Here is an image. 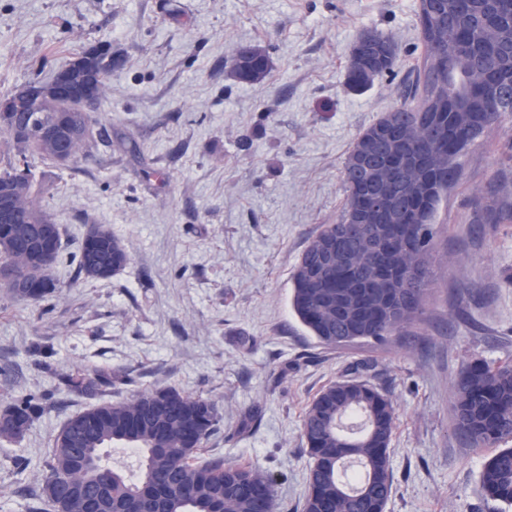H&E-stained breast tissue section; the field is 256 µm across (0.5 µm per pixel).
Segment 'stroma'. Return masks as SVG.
I'll use <instances>...</instances> for the list:
<instances>
[{
	"label": "stroma",
	"mask_w": 512,
	"mask_h": 512,
	"mask_svg": "<svg viewBox=\"0 0 512 512\" xmlns=\"http://www.w3.org/2000/svg\"><path fill=\"white\" fill-rule=\"evenodd\" d=\"M365 29L400 54L354 92L345 73ZM100 40L121 55L96 112L104 144L34 171L66 252L104 224L130 262L107 280L61 262L39 305L0 288V407L50 403L21 440L0 441V512H31L55 434L91 406L60 380L77 367L111 369L105 402L163 387L213 400L205 449L269 471L277 512H303L309 403L367 381L396 413L385 512H499L479 482L491 451L467 447L451 403L463 364L512 359V118L460 159L407 335L326 347L289 306L300 254L345 206L357 137L401 105L422 62L416 0H0V95ZM240 45L266 52L264 79L232 76Z\"/></svg>",
	"instance_id": "obj_1"
}]
</instances>
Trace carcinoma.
<instances>
[{
  "label": "carcinoma",
  "instance_id": "carcinoma-1",
  "mask_svg": "<svg viewBox=\"0 0 512 512\" xmlns=\"http://www.w3.org/2000/svg\"><path fill=\"white\" fill-rule=\"evenodd\" d=\"M450 0H419L418 21L425 56L412 85L411 100L385 113L356 139L343 170L346 203L335 224H324L300 254L292 274L291 307L317 341L327 347L357 341L383 344L401 336L423 314L434 272L429 257L437 234L434 214L459 176V159L487 129L512 116V0H466L449 10ZM397 45L375 31L363 32L352 47L347 84L363 91L392 71ZM119 64L112 44L82 50L64 67L82 87L94 76L109 78ZM265 52L242 47L230 62L239 81L263 79ZM32 112H0V134L12 150L0 157V201L14 207L18 224H0V268L18 273L33 287L18 290L3 278L0 286L17 301L40 303L53 296V266L30 257L32 234L60 226L42 205L43 181L33 162L56 164L62 145L30 129L67 122L80 131L79 152L95 145L90 112H63L45 96ZM380 188L389 206L386 223L400 239L389 254L377 246L384 229L354 220L367 191ZM130 255L102 224L89 226L73 256L77 274L106 280L123 270ZM401 277L394 295L401 304L384 309L360 295L361 283L378 280L387 266ZM73 392L95 398L112 387L109 369L78 368L61 375ZM48 406L26 396L0 409L3 438L18 441ZM455 431L474 447L493 448L484 462V494L512 508V360L465 365L454 383ZM219 422L213 402L175 388L141 391L131 398L92 405L71 416L53 439L45 460L47 474L37 493L39 512H56L48 490L75 495L94 512H259L254 492L267 494L266 512H276L274 478L262 468L200 455ZM395 409L390 399L363 381L343 380L321 390L302 424L312 459L303 512H385L393 492L390 467ZM123 448L139 456L135 475L105 462L103 450Z\"/></svg>",
  "mask_w": 512,
  "mask_h": 512
}]
</instances>
